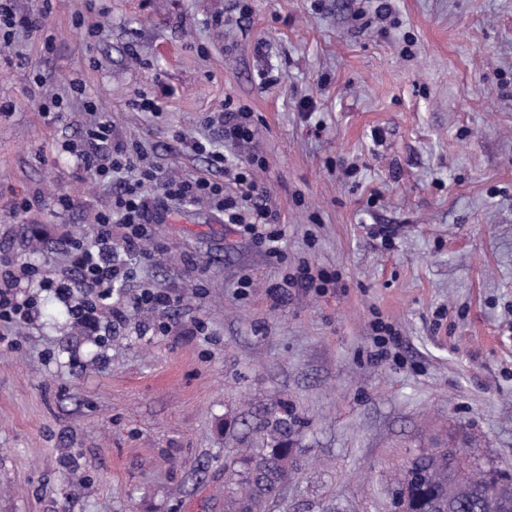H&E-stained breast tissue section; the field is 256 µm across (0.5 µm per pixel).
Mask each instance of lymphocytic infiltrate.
Returning <instances> with one entry per match:
<instances>
[{"mask_svg":"<svg viewBox=\"0 0 512 512\" xmlns=\"http://www.w3.org/2000/svg\"><path fill=\"white\" fill-rule=\"evenodd\" d=\"M85 137L93 149L77 151L76 156L96 177L105 179L129 170L137 171L138 177L128 184L123 195L115 198L109 211L99 214L94 249L88 250L81 243H74L77 278L55 281L42 275L38 267L27 263L16 269L8 267L0 271V322L12 324L31 319L35 308L33 300L19 299L17 292L19 283L24 280L39 281L41 286L53 287L57 295L70 299L69 313L74 318H91L100 305L111 299L115 284L127 276L126 271L115 263L112 227L122 225L125 248L134 251L144 234L145 224L150 221V207L144 188L152 183L161 185L164 204L208 202L223 213L225 223L245 225L248 231L256 233L258 242L269 254H280L281 235L271 229L274 217L262 203L261 190L252 177L250 167L235 166L233 160L215 149L213 142L197 140L192 148L207 155L215 168L235 169L234 180L239 187L236 193H225L223 184L206 177L171 180L162 178L156 169L139 166L140 147L113 142L110 117H98L87 128Z\"/></svg>","mask_w":512,"mask_h":512,"instance_id":"1","label":"lymphocytic infiltrate"}]
</instances>
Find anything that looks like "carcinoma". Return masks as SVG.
Here are the masks:
<instances>
[{
    "mask_svg": "<svg viewBox=\"0 0 512 512\" xmlns=\"http://www.w3.org/2000/svg\"><path fill=\"white\" fill-rule=\"evenodd\" d=\"M298 419L288 406L268 416L259 426L266 445L242 448L225 461L234 487L224 495V512H266L267 505L281 493L296 464L297 449L288 436ZM421 481L406 488L408 507L414 512H512V482L498 485L475 479L494 467H484L471 459L450 468L448 455L433 448L412 456ZM454 484L458 495L448 499L447 485Z\"/></svg>",
    "mask_w": 512,
    "mask_h": 512,
    "instance_id": "carcinoma-1",
    "label": "carcinoma"
}]
</instances>
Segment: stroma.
Here are the masks:
<instances>
[{"instance_id": "obj_1", "label": "stroma", "mask_w": 512, "mask_h": 512, "mask_svg": "<svg viewBox=\"0 0 512 512\" xmlns=\"http://www.w3.org/2000/svg\"><path fill=\"white\" fill-rule=\"evenodd\" d=\"M13 9L37 29L0 43L1 258L77 277L72 237L124 185L69 151L97 112L162 174L227 182L191 143L228 100L253 136L223 150L261 159L283 256L188 203L147 225L150 254L125 255L111 336L23 289L37 316L0 325V512H224L225 458L262 447L283 402L298 466L267 512H384L423 448L512 473V0ZM304 263L333 281L277 291ZM146 288L173 304L137 312ZM378 319L398 339L384 360Z\"/></svg>"}]
</instances>
